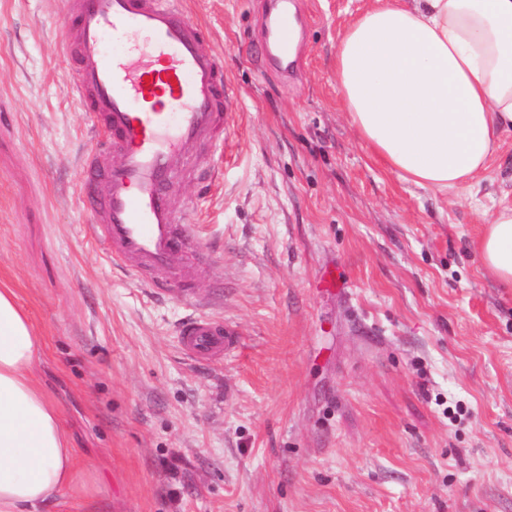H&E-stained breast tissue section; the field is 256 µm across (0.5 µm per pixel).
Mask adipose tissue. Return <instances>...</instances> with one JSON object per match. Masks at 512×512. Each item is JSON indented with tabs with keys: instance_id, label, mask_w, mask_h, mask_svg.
<instances>
[{
	"instance_id": "ef3b65f1",
	"label": "adipose tissue",
	"mask_w": 512,
	"mask_h": 512,
	"mask_svg": "<svg viewBox=\"0 0 512 512\" xmlns=\"http://www.w3.org/2000/svg\"><path fill=\"white\" fill-rule=\"evenodd\" d=\"M336 80L359 139L402 179L438 193L472 181L512 131V0H379L347 28ZM512 288V207L476 245ZM42 339L0 289V512H44L87 487L61 412L32 373Z\"/></svg>"
}]
</instances>
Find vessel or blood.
I'll return each mask as SVG.
<instances>
[{
  "mask_svg": "<svg viewBox=\"0 0 512 512\" xmlns=\"http://www.w3.org/2000/svg\"><path fill=\"white\" fill-rule=\"evenodd\" d=\"M288 12V0H265L264 51L290 79L297 61ZM62 48L97 129L81 164L90 236L153 294H177L202 251L174 187L184 168H209L202 150L219 143L233 110L224 58L205 48L183 0H64ZM180 337L190 357L207 362L237 344L236 332L208 315L186 321Z\"/></svg>",
  "mask_w": 512,
  "mask_h": 512,
  "instance_id": "1",
  "label": "vessel or blood"
}]
</instances>
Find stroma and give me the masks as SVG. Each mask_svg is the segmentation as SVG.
<instances>
[{"label":"stroma","instance_id":"obj_1","mask_svg":"<svg viewBox=\"0 0 512 512\" xmlns=\"http://www.w3.org/2000/svg\"><path fill=\"white\" fill-rule=\"evenodd\" d=\"M296 80L262 50L264 0H186L237 99L212 177H179L212 256L196 296L153 299L93 244L94 143L62 50V0H0V288L86 499L47 512H512V288L474 249L512 206V133L442 195L389 172L343 109L336 51L370 0H301ZM337 289L320 288L325 275ZM205 313L219 363L182 349ZM237 333L224 321L198 315L186 321L180 331L184 351L200 361L224 360V354L236 348Z\"/></svg>","mask_w":512,"mask_h":512}]
</instances>
